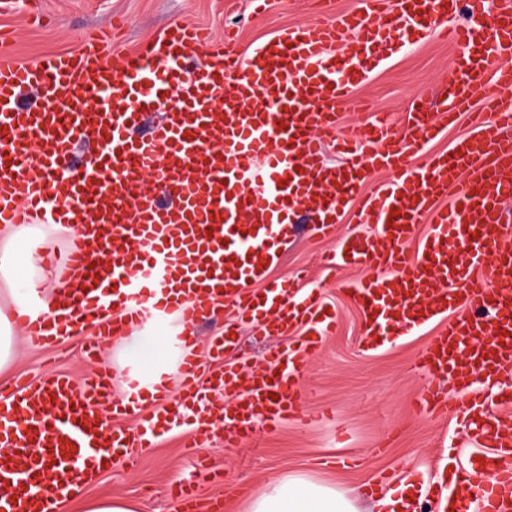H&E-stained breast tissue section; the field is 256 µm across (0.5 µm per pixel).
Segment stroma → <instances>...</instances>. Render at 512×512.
<instances>
[{
    "label": "stroma",
    "mask_w": 512,
    "mask_h": 512,
    "mask_svg": "<svg viewBox=\"0 0 512 512\" xmlns=\"http://www.w3.org/2000/svg\"><path fill=\"white\" fill-rule=\"evenodd\" d=\"M312 17L309 0H268L262 14H254L250 0H43L35 20L20 13L0 14V54L20 61L80 47L88 36L111 31L122 21L120 49L156 39L169 26L193 22L209 28L214 39L225 28L238 32V49L267 40L285 28ZM453 49L432 34L407 40L403 50L357 84L354 96L391 112L403 123L415 100H437L452 76ZM330 242L302 227L293 237L269 277L280 283L292 280L295 270L317 269ZM321 301L337 316L335 331L303 374L307 416L277 430L258 428L253 443L225 447L215 440L206 448L217 472L212 481L200 482L201 499L223 500L224 512H246L249 497L262 492L277 476L302 472L336 485L356 497L360 512H370L373 495L366 486L380 471L392 473L390 489L419 483L448 469L469 466L468 438L456 421L430 419L416 407L419 389L427 377L413 371L418 353L434 331L400 330L388 337L381 350L366 354L359 347L363 315L342 288L329 286ZM236 325L240 347L232 360L263 366L268 339L251 324H237L232 306H225L218 324L197 329L198 350L208 354L211 336L219 326ZM85 339L76 336L61 348H34L18 341L14 362L0 373V382L23 374L39 378L52 371L81 377L92 368L112 361L108 342L87 357ZM193 420L179 419L174 429L154 447L145 449L132 466L115 464L99 481L84 488L87 496L112 494L134 501L139 512H175L170 485L187 468L185 446Z\"/></svg>",
    "instance_id": "stroma-1"
}]
</instances>
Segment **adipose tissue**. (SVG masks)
<instances>
[{
	"label": "adipose tissue",
	"instance_id": "ef3b65f1",
	"mask_svg": "<svg viewBox=\"0 0 512 512\" xmlns=\"http://www.w3.org/2000/svg\"><path fill=\"white\" fill-rule=\"evenodd\" d=\"M40 241L35 226L0 225V284L6 291V299L0 303V371L12 364L20 316L47 317L58 313V290L39 286L35 279ZM182 331L177 313L154 308L142 326L130 330L128 335L113 338L117 358L114 381L121 393H128L135 386L150 391L170 384L182 353L178 340ZM142 337L153 338L155 348L138 357H128V342ZM247 512L359 510L355 500L335 485L315 481L302 473H291L272 481L253 497Z\"/></svg>",
	"mask_w": 512,
	"mask_h": 512
}]
</instances>
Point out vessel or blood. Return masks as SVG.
Segmentation results:
<instances>
[{"instance_id":"b4317fda","label":"vessel or blood","mask_w":512,"mask_h":512,"mask_svg":"<svg viewBox=\"0 0 512 512\" xmlns=\"http://www.w3.org/2000/svg\"><path fill=\"white\" fill-rule=\"evenodd\" d=\"M457 0H357L350 11L286 28L247 50L232 37L214 41L192 23L168 27L155 41L115 51L111 34L77 52L18 63L0 56V224H64L63 251L52 274L67 279L58 317H22L28 345L47 347L73 335L80 313L96 338L125 335L145 317L151 288H161L184 326L181 394L173 404L130 400L104 415L112 369L82 379L52 373L17 378L0 393V512H55L74 488L103 476L114 459H137L181 408L195 407L196 448L253 441L256 424L275 429L303 419V373L335 322L317 295L262 287L280 256L292 218L304 206L318 216L320 237L335 240L323 267L373 268V280L342 286L365 322L360 347L380 349L390 328L437 333L417 366L457 380L462 409L483 452L485 481L463 477L449 512H512V396L508 416L492 417L476 400L478 382L512 371V225L501 202L512 196V0L480 8L473 24L448 29ZM415 32H450L457 49L452 78L436 108L417 107L403 135L389 113L374 111L356 136H345L336 108L352 98V76H368L384 50H400L399 23ZM202 66L189 68L195 51ZM40 92L35 107L25 89ZM161 111L146 133L143 117ZM468 118L472 130L444 152L429 145ZM94 139L93 157L77 142ZM343 163L328 167L325 147ZM387 180L371 192L362 182ZM453 206H446L445 198ZM375 235L339 236L345 207ZM430 228L406 249L418 224ZM239 320H257L270 336L304 329L293 351L275 346L263 368L225 363L237 349L232 329L211 337L209 362L197 351L196 327L220 300ZM121 314L108 318L107 307ZM226 399L206 396L208 363ZM421 411L454 413L433 388ZM182 512H222L200 503L195 484L179 481Z\"/></svg>"}]
</instances>
